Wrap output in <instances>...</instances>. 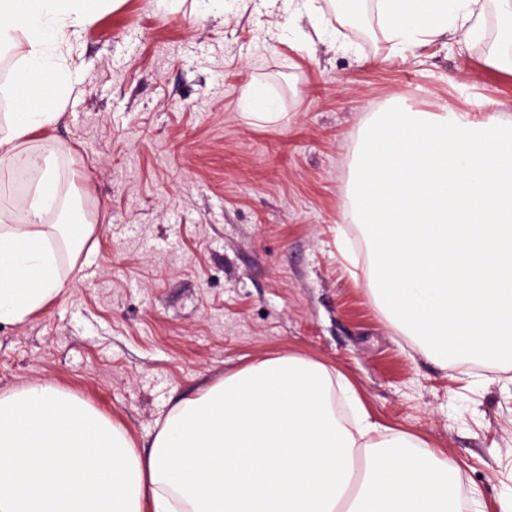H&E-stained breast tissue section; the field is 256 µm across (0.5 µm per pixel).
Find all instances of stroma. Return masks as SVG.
I'll return each mask as SVG.
<instances>
[{"mask_svg": "<svg viewBox=\"0 0 512 512\" xmlns=\"http://www.w3.org/2000/svg\"><path fill=\"white\" fill-rule=\"evenodd\" d=\"M316 6L320 37L287 25L286 0H124L88 26L65 113L32 149H63L62 191L95 232L57 297L0 324V391H71L144 445L173 397L302 355L345 375L373 421L450 459L466 512H496L512 493V375L441 368L399 335L343 215L365 112L476 115L490 99L512 113V75L484 63L512 25L487 0L481 38L411 52L376 17L341 24ZM249 84L278 95L282 121L242 117Z\"/></svg>", "mask_w": 512, "mask_h": 512, "instance_id": "obj_1", "label": "stroma"}]
</instances>
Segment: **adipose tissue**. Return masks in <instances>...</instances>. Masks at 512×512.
I'll return each instance as SVG.
<instances>
[{
    "instance_id": "adipose-tissue-1",
    "label": "adipose tissue",
    "mask_w": 512,
    "mask_h": 512,
    "mask_svg": "<svg viewBox=\"0 0 512 512\" xmlns=\"http://www.w3.org/2000/svg\"><path fill=\"white\" fill-rule=\"evenodd\" d=\"M122 0H0V46L21 57L6 89L0 168L33 157L23 219L0 207V324H18L64 288L94 226L48 223L60 158L30 152L55 126L81 65L74 47ZM404 49L479 32L482 0H373ZM54 94H47V85ZM353 412L336 414L337 401ZM457 468L419 436L372 421L336 368L301 355L244 366L178 397L148 449L77 395L50 384L0 392V512H460Z\"/></svg>"
}]
</instances>
